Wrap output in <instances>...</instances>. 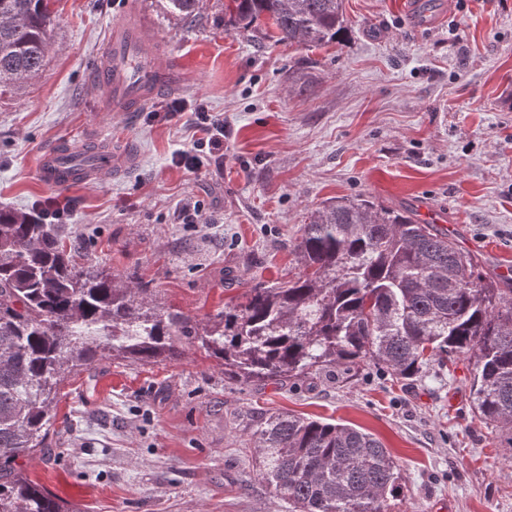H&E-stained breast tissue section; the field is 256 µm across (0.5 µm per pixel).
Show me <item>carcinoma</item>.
Returning <instances> with one entry per match:
<instances>
[{
    "instance_id": "carcinoma-1",
    "label": "carcinoma",
    "mask_w": 512,
    "mask_h": 512,
    "mask_svg": "<svg viewBox=\"0 0 512 512\" xmlns=\"http://www.w3.org/2000/svg\"><path fill=\"white\" fill-rule=\"evenodd\" d=\"M204 0H161L167 19ZM271 26L279 42L325 46L347 33L344 0H229L225 26ZM50 0H0V98L44 69ZM302 271L257 284L204 325L153 298L148 284L80 263L66 236L28 212L0 208V512H80L14 468L50 447L69 376L97 359L157 363L186 336L244 382L286 383L337 367L378 365L396 380L431 363L473 361L479 415L512 447V279L407 209L367 198L313 211L293 245ZM256 477L289 512H389L399 465L373 435L289 413L253 431Z\"/></svg>"
}]
</instances>
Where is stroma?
<instances>
[{"label": "stroma", "mask_w": 512, "mask_h": 512, "mask_svg": "<svg viewBox=\"0 0 512 512\" xmlns=\"http://www.w3.org/2000/svg\"><path fill=\"white\" fill-rule=\"evenodd\" d=\"M345 0V41L288 45L225 30L220 0L172 27L156 0H55L58 50L0 100V207L50 197L41 153L92 129L132 162L61 189L79 262L149 283L204 321L259 282L299 271L290 251L335 198L412 210L512 278V0ZM134 9L173 59L167 90L139 112L97 96L90 72L113 19ZM174 99L224 118V160L190 173L172 157L198 134ZM177 359H106L69 378L51 448L15 463L81 512H288L254 478L260 413L373 433L401 469L392 512H512V446L473 406V363L430 365L404 383L338 368L279 388L225 377L187 337Z\"/></svg>", "instance_id": "1"}]
</instances>
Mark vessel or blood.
<instances>
[{
    "label": "vessel or blood",
    "instance_id": "vessel-or-blood-1",
    "mask_svg": "<svg viewBox=\"0 0 512 512\" xmlns=\"http://www.w3.org/2000/svg\"><path fill=\"white\" fill-rule=\"evenodd\" d=\"M171 67V61L149 46L144 18L127 11L113 24L109 44L94 65L92 81L114 106L136 112L155 101L162 87L161 74ZM127 161V156L113 153L108 138L92 134L80 149L66 141L47 148L38 162L37 176L51 187L97 184Z\"/></svg>",
    "mask_w": 512,
    "mask_h": 512
}]
</instances>
